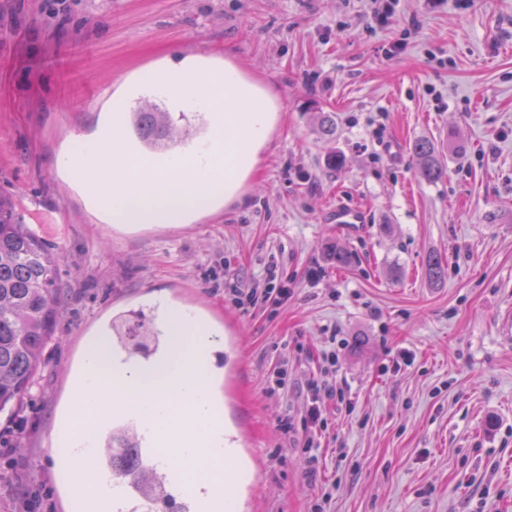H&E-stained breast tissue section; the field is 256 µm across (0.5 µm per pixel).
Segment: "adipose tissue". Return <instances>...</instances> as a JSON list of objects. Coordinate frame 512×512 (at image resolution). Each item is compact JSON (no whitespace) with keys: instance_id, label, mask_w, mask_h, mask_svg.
Wrapping results in <instances>:
<instances>
[{"instance_id":"adipose-tissue-1","label":"adipose tissue","mask_w":512,"mask_h":512,"mask_svg":"<svg viewBox=\"0 0 512 512\" xmlns=\"http://www.w3.org/2000/svg\"><path fill=\"white\" fill-rule=\"evenodd\" d=\"M144 89L176 108L210 113L215 132L208 148L151 162L130 152L116 133L77 140L57 166L81 181L116 223L179 224L215 201L239 202L275 123L273 97L232 60L210 68L187 57L139 77L116 99L114 112Z\"/></svg>"}]
</instances>
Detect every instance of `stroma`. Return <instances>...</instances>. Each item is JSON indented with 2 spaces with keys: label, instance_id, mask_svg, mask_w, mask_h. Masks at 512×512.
<instances>
[{
  "label": "stroma",
  "instance_id": "35a3bbf8",
  "mask_svg": "<svg viewBox=\"0 0 512 512\" xmlns=\"http://www.w3.org/2000/svg\"><path fill=\"white\" fill-rule=\"evenodd\" d=\"M390 3L381 24L372 0H0V195L62 257L45 363L0 414V512H62L53 456L83 349L116 312L161 319L159 295L217 342L213 392L246 439L238 512H512V0ZM186 56L232 59L273 96L257 170L241 203L188 223H108L54 160L111 125L138 74ZM420 138L439 181L417 173ZM340 208L357 223L337 227ZM270 265L287 303L225 297V276ZM314 377L345 399L324 402L312 477ZM413 153L418 160L417 173L422 179L434 182L442 178L444 168L431 141L416 140L413 144Z\"/></svg>",
  "mask_w": 512,
  "mask_h": 512
}]
</instances>
